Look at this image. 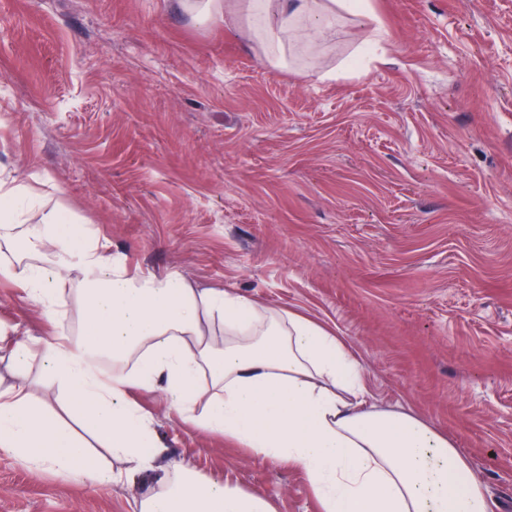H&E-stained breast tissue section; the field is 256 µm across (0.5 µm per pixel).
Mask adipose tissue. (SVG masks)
Here are the masks:
<instances>
[{"label": "adipose tissue", "instance_id": "obj_1", "mask_svg": "<svg viewBox=\"0 0 512 512\" xmlns=\"http://www.w3.org/2000/svg\"><path fill=\"white\" fill-rule=\"evenodd\" d=\"M200 25L245 16L265 60L284 66L300 33L326 36L338 14L377 22L370 0H179ZM24 187L0 185V245L23 238L28 254L0 264L52 325L51 339L7 341L0 332V454L89 486L152 474L158 493L137 512H274L270 501L183 466L158 468L138 390L165 392L196 427L305 472L320 512H488L484 485L455 440L404 410L365 407L364 377L339 336L308 317L252 296L197 288L176 271L130 275L88 225L59 207L31 224ZM81 301L78 332L64 326L66 296ZM223 326L224 340L213 338ZM67 394L71 421L50 416L23 374L33 356ZM122 458L103 467L72 426Z\"/></svg>", "mask_w": 512, "mask_h": 512}]
</instances>
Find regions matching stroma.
<instances>
[{
    "instance_id": "obj_1",
    "label": "stroma",
    "mask_w": 512,
    "mask_h": 512,
    "mask_svg": "<svg viewBox=\"0 0 512 512\" xmlns=\"http://www.w3.org/2000/svg\"><path fill=\"white\" fill-rule=\"evenodd\" d=\"M363 30L262 61L245 21L177 0H0V183L89 224L130 274L179 271L334 330L365 399L453 437L512 512V0H372ZM0 330L52 326L0 280ZM162 465L320 512L303 471L132 392ZM146 475L90 487L0 455V512H134Z\"/></svg>"
}]
</instances>
